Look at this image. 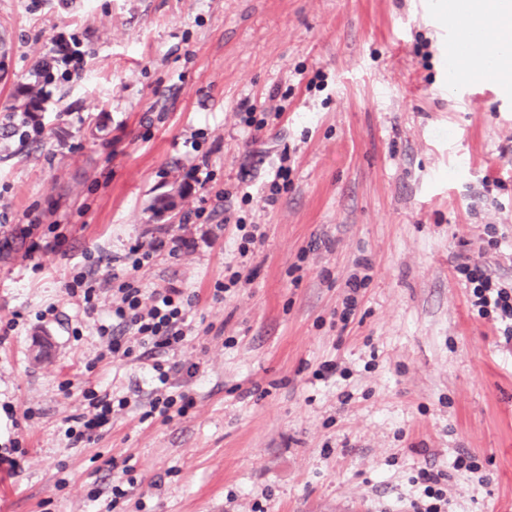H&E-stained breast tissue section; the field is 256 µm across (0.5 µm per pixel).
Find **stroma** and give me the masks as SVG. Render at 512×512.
<instances>
[{
    "label": "stroma",
    "mask_w": 512,
    "mask_h": 512,
    "mask_svg": "<svg viewBox=\"0 0 512 512\" xmlns=\"http://www.w3.org/2000/svg\"><path fill=\"white\" fill-rule=\"evenodd\" d=\"M436 2L0 0V111L24 107L53 32L86 52L42 136L0 128V216L59 237L40 272L27 241L0 250V322L19 321L0 338V448L27 451L22 472L0 465V512H401L412 476L458 448L480 470L455 473L452 512H512V343L455 273L512 278V71L449 56ZM285 149L289 183L263 205ZM203 159L210 181L157 218ZM239 184L250 200H218ZM201 203L211 217L192 218ZM238 217L266 240L250 283L217 300ZM174 237L178 255L137 274L192 302L185 344L156 358L197 365L174 377L194 404L165 424L144 415L149 361L99 356L111 294L89 317L64 283ZM51 305L59 319H39ZM88 388L134 405L74 445Z\"/></svg>",
    "instance_id": "obj_1"
}]
</instances>
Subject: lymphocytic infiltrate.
I'll return each instance as SVG.
<instances>
[{
  "label": "lymphocytic infiltrate",
  "instance_id": "lymphocytic-infiltrate-1",
  "mask_svg": "<svg viewBox=\"0 0 512 512\" xmlns=\"http://www.w3.org/2000/svg\"><path fill=\"white\" fill-rule=\"evenodd\" d=\"M52 47L32 73V84L45 89L52 83L55 71H62L65 79L79 78L84 70V56L79 49L77 35L57 31L51 37ZM176 253V246L162 240L137 243L130 246L122 258L124 274H112V292L116 302L112 306L111 325L99 326L97 332L107 342L106 352L115 357H129L134 351L152 357L159 350L173 351L183 344L191 325L188 321L190 300L185 299L181 289L174 287L156 288L144 292L136 274L150 265L162 252ZM98 263L73 273L65 283V292L77 299L85 314L97 310V299L103 286L98 275ZM469 301L479 317H494L502 327L506 340L512 341V279L496 273L489 265L463 262L457 265ZM152 378L155 382L154 395L149 402L152 415L162 420H171L173 415H184L193 404L186 393L171 389V367L154 361ZM88 412L75 416L73 427L66 434L74 441H92L100 431L111 425L115 410L125 409L127 398L110 399L95 390L84 392ZM444 471L419 469L417 483L422 486L421 494L410 500L406 512H448L450 500L442 486Z\"/></svg>",
  "mask_w": 512,
  "mask_h": 512
}]
</instances>
